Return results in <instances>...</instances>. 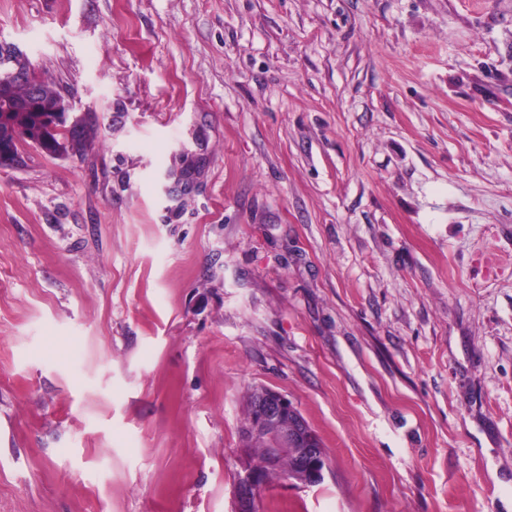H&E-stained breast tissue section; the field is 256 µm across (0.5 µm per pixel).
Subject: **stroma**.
<instances>
[{"label": "stroma", "instance_id": "35a3bbf8", "mask_svg": "<svg viewBox=\"0 0 512 512\" xmlns=\"http://www.w3.org/2000/svg\"><path fill=\"white\" fill-rule=\"evenodd\" d=\"M69 98L0 167V512H512V0H0ZM253 387L248 395L247 415L243 426V431L251 425L256 406V390ZM261 398L265 402L263 408L259 411L257 418L248 429L246 436L251 443L256 440H264L267 443H257L252 448L256 451L253 462L247 460L241 468L237 486L238 512H255L259 495L264 486L263 478L266 483L272 475L276 474L287 478H292L296 471V461L290 455L283 456L277 464L280 456L285 452H291L299 463V467L293 481L304 486H314L324 477L323 468L318 462V455L315 448V438L312 432L304 431L300 428V417L288 398L276 391L265 392L259 389ZM267 463L273 468L265 465L266 450ZM254 464L261 474L254 469Z\"/></svg>", "mask_w": 512, "mask_h": 512}]
</instances>
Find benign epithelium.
<instances>
[{
    "mask_svg": "<svg viewBox=\"0 0 512 512\" xmlns=\"http://www.w3.org/2000/svg\"><path fill=\"white\" fill-rule=\"evenodd\" d=\"M25 86L28 96L24 102L9 109V112H63L71 110L70 101L62 94L48 96L42 81L30 65L13 64L7 78L0 80V101L10 102L16 86ZM263 408L248 429L246 436L251 441L267 443V463L277 464L280 456L291 452L299 463L293 481L312 486L324 477L318 462L315 438L312 432L300 428V417L288 398L276 391L260 390ZM264 486L261 474L254 463L246 461L241 468L237 486L238 512H255L259 495Z\"/></svg>",
    "mask_w": 512,
    "mask_h": 512,
    "instance_id": "obj_1",
    "label": "benign epithelium"
}]
</instances>
